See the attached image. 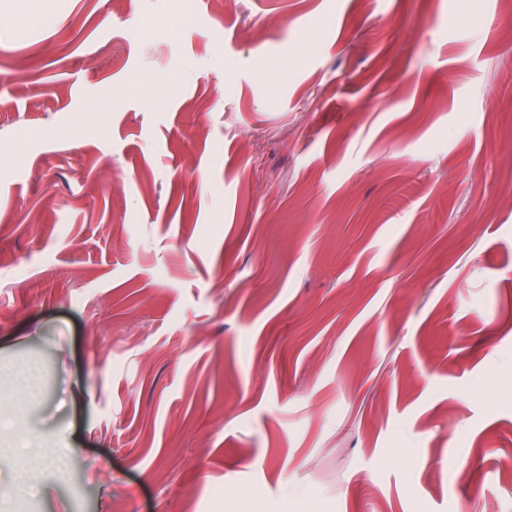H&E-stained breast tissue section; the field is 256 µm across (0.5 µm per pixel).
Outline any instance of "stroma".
Listing matches in <instances>:
<instances>
[{
	"instance_id": "1",
	"label": "stroma",
	"mask_w": 512,
	"mask_h": 512,
	"mask_svg": "<svg viewBox=\"0 0 512 512\" xmlns=\"http://www.w3.org/2000/svg\"><path fill=\"white\" fill-rule=\"evenodd\" d=\"M30 2L0 427L70 460L0 512H512L505 0Z\"/></svg>"
}]
</instances>
